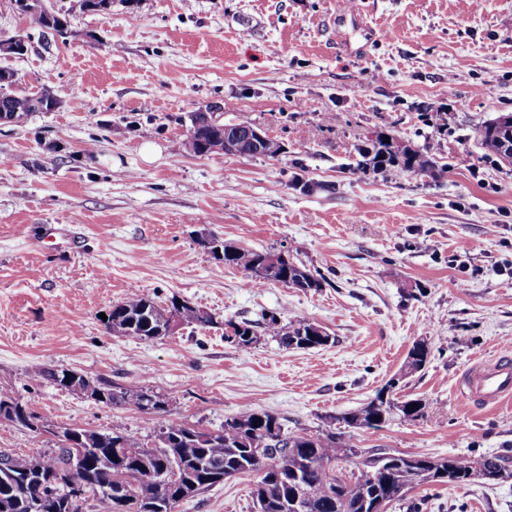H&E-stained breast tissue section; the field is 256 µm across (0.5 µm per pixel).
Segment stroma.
<instances>
[{"mask_svg": "<svg viewBox=\"0 0 512 512\" xmlns=\"http://www.w3.org/2000/svg\"><path fill=\"white\" fill-rule=\"evenodd\" d=\"M72 34L44 35L0 0L9 91L59 93L56 111L0 124V390L48 425L132 432L152 441L160 416L108 407L36 380L42 367L173 397L169 415L215 430L247 409L285 432L335 429L389 380L423 418L353 429L362 449L512 459V401L469 399L478 361L512 355V166L478 130L512 112V0H114L74 10ZM351 11L375 29L365 43ZM220 104L225 122L261 129L274 159L187 153L191 113ZM423 149L435 176L356 172L378 132ZM288 252L326 278L305 291L253 278L198 245ZM176 297L215 326L153 342L107 333L112 303ZM307 320L331 344L289 349L263 337L243 350L225 320ZM426 367L400 370L415 339ZM57 440L0 420V449ZM256 475H239L177 512H255ZM512 512V479L425 484L390 512Z\"/></svg>", "mask_w": 512, "mask_h": 512, "instance_id": "1", "label": "stroma"}]
</instances>
